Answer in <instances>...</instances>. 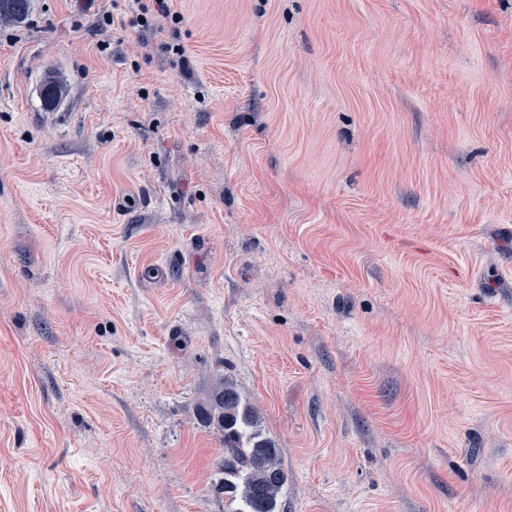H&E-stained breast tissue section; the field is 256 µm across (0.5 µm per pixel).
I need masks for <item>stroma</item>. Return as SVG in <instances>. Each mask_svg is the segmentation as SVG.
Listing matches in <instances>:
<instances>
[{"label": "stroma", "instance_id": "35a3bbf8", "mask_svg": "<svg viewBox=\"0 0 512 512\" xmlns=\"http://www.w3.org/2000/svg\"><path fill=\"white\" fill-rule=\"evenodd\" d=\"M0 24V512H512V0ZM65 89L43 98L46 77ZM224 443V491L230 512H278V496L287 480L280 450L259 428L254 409L243 401L235 385L218 387L207 414Z\"/></svg>", "mask_w": 512, "mask_h": 512}]
</instances>
